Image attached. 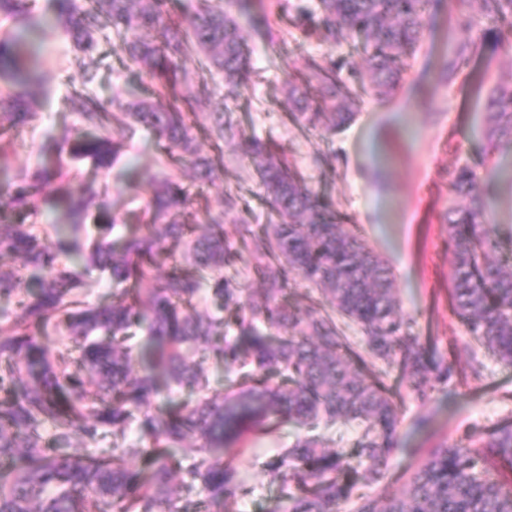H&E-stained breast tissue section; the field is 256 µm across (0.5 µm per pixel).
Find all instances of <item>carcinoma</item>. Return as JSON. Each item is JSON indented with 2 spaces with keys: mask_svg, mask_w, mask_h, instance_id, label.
I'll use <instances>...</instances> for the list:
<instances>
[{
  "mask_svg": "<svg viewBox=\"0 0 512 512\" xmlns=\"http://www.w3.org/2000/svg\"><path fill=\"white\" fill-rule=\"evenodd\" d=\"M487 28L462 42L451 67L487 41L511 49L501 24L512 0H476ZM233 0H56L57 22L82 54V84L72 97L81 126L49 164L4 184L0 166V512H188L171 496L172 481L199 490L206 512H240L249 493L221 448L288 422L302 433L263 463L283 492L271 512H512V488L486 476L493 458L512 470V424L489 431L486 449L432 448L384 504L361 492L386 477L398 452L401 417L389 371L423 401L429 379L451 378L457 354L425 347L407 331L388 264L339 217L288 160L258 140L267 224L224 233L214 211L177 175L148 181L147 221L117 224L106 204L108 169L139 128L157 137L166 164L192 169L194 183L223 173L224 137L240 129L226 108L206 125L197 107L210 95L207 75L224 78V97L242 95L250 73L248 39L226 6ZM425 0H318L308 20L326 39L354 36L368 71L346 58L311 60L302 81L289 80L291 115L305 129L336 131L372 88L388 94L423 37ZM0 159L13 151L12 131L38 117L40 22L31 0H0ZM105 26L124 60L153 81L150 96L107 104L92 91ZM197 51L191 83L181 61ZM347 75H342V72ZM491 144L512 145V79L490 104ZM220 160L202 153L197 135ZM92 164L91 176L76 166ZM453 189L464 204L444 215L452 242L449 298L453 313L503 362L512 364V265L493 260L487 189L468 165ZM51 217V234L27 223ZM106 274L110 300L84 296L74 260ZM249 267L266 284L258 292L230 274ZM299 278L317 295L292 302ZM361 329V346L343 336L337 317ZM205 347L238 388L213 391L189 355ZM195 399L165 400L171 386ZM352 421L361 433L350 448H331L318 428Z\"/></svg>",
  "mask_w": 512,
  "mask_h": 512,
  "instance_id": "cac0c4a2",
  "label": "carcinoma"
}]
</instances>
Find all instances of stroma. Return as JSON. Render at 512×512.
Masks as SVG:
<instances>
[{
    "mask_svg": "<svg viewBox=\"0 0 512 512\" xmlns=\"http://www.w3.org/2000/svg\"><path fill=\"white\" fill-rule=\"evenodd\" d=\"M276 0H257L235 17L249 32L250 79L232 105L243 128L224 142V176L207 185L204 195L213 209L224 205L232 190L250 205L249 216L232 211L225 217L227 237H234L241 220L266 223L268 208L261 200L255 166L244 148L245 137L274 141L305 175L310 187L327 196L343 218L345 231L355 233L391 267L401 312L412 332L440 350L462 348L456 371L447 382L434 384L427 400L419 401L389 376L403 414L399 451L386 479L369 484L367 494L383 499L400 489L430 448L455 446L486 437L495 425L512 422V364L481 347L452 314L448 288L452 253L443 215L456 205L451 182L456 169L470 165L485 178L488 215L497 227V258L512 264V146L490 149L491 124L487 101L497 84L512 77V53L486 46L447 70L454 43L470 30L484 27L477 5L459 0H432L425 34L408 60L402 83L388 96L363 94L352 122L336 132L308 131L289 116L291 70L306 60L348 58L362 64L364 56L353 40L339 44L305 37L295 26L279 22ZM104 65L94 87L103 100L129 94L146 95L148 78L126 67L111 29L97 35ZM43 57L37 88L41 119L23 131L10 154L9 175L33 165L50 144H61L80 124L72 91L80 83L75 51L60 29L47 26L39 34ZM161 172L152 135L138 132L123 159L107 173L109 201L118 218H130L144 208L143 187ZM477 352L485 369L469 374V354ZM295 439L290 426L252 437L246 451L225 449L236 464L250 495L241 512H270L281 489L269 482L264 462Z\"/></svg>",
    "mask_w": 512,
    "mask_h": 512,
    "instance_id": "obj_1",
    "label": "stroma"
}]
</instances>
